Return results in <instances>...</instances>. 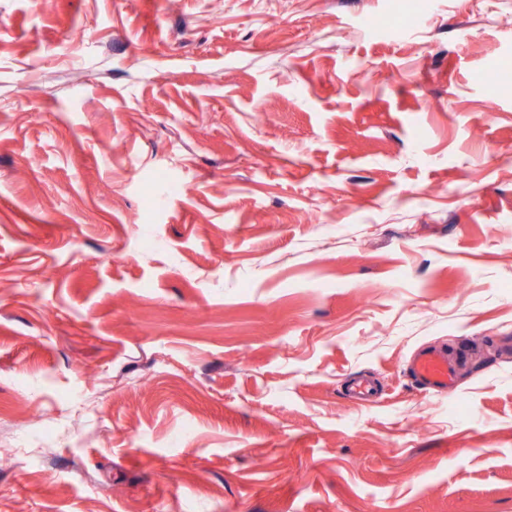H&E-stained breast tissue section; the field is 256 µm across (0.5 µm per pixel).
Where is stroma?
<instances>
[{"label":"stroma","mask_w":512,"mask_h":512,"mask_svg":"<svg viewBox=\"0 0 512 512\" xmlns=\"http://www.w3.org/2000/svg\"><path fill=\"white\" fill-rule=\"evenodd\" d=\"M508 61L512 0H0V512H512ZM408 369L411 379L424 391L448 393L455 386V362L445 349L429 347L419 350Z\"/></svg>","instance_id":"obj_1"}]
</instances>
